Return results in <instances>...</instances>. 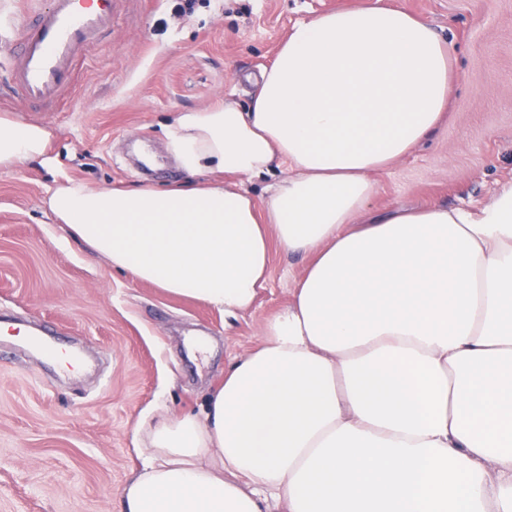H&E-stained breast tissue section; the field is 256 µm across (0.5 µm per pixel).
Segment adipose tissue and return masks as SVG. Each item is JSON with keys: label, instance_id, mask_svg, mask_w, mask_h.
Instances as JSON below:
<instances>
[{"label": "adipose tissue", "instance_id": "ef3b65f1", "mask_svg": "<svg viewBox=\"0 0 512 512\" xmlns=\"http://www.w3.org/2000/svg\"><path fill=\"white\" fill-rule=\"evenodd\" d=\"M429 24L373 5L297 22L248 110L176 113L189 187L49 188L56 223L136 283L236 319L271 243L311 261L201 413L162 417L122 512H512V184L479 211L369 213L373 173L439 127ZM48 133L0 115V172ZM284 166L256 200L237 182Z\"/></svg>", "mask_w": 512, "mask_h": 512}]
</instances>
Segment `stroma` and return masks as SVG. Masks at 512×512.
<instances>
[{
  "mask_svg": "<svg viewBox=\"0 0 512 512\" xmlns=\"http://www.w3.org/2000/svg\"><path fill=\"white\" fill-rule=\"evenodd\" d=\"M366 0H124L111 33L81 59L72 94L46 112L5 98L0 113L50 132L51 166L0 173V313L52 329L90 364L58 374L0 337V512H121L145 459L137 433L200 412L231 356L290 298L309 263L271 246L268 281L232 325L193 299L134 284L68 238L44 199L56 178L90 186L188 182L167 146L179 111L229 95L248 108L253 81L291 26ZM429 23L454 60L448 116L428 142L377 173L375 213L394 206L479 209L512 183V0H378Z\"/></svg>",
  "mask_w": 512,
  "mask_h": 512,
  "instance_id": "stroma-1",
  "label": "stroma"
}]
</instances>
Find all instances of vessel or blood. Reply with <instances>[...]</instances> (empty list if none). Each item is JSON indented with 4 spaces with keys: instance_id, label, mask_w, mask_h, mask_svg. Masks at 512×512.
Listing matches in <instances>:
<instances>
[{
    "instance_id": "b4317fda",
    "label": "vessel or blood",
    "mask_w": 512,
    "mask_h": 512,
    "mask_svg": "<svg viewBox=\"0 0 512 512\" xmlns=\"http://www.w3.org/2000/svg\"><path fill=\"white\" fill-rule=\"evenodd\" d=\"M115 0H19L0 12V43L10 53L0 59L20 102L43 109L74 87L76 67L111 29Z\"/></svg>"
}]
</instances>
